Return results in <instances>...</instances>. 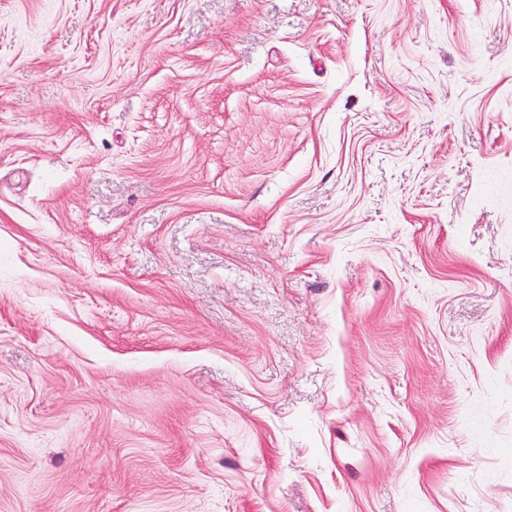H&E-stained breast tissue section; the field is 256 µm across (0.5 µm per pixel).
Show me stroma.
Wrapping results in <instances>:
<instances>
[{"label":"stroma","instance_id":"obj_1","mask_svg":"<svg viewBox=\"0 0 512 512\" xmlns=\"http://www.w3.org/2000/svg\"><path fill=\"white\" fill-rule=\"evenodd\" d=\"M0 512H512V0H0Z\"/></svg>","mask_w":512,"mask_h":512}]
</instances>
